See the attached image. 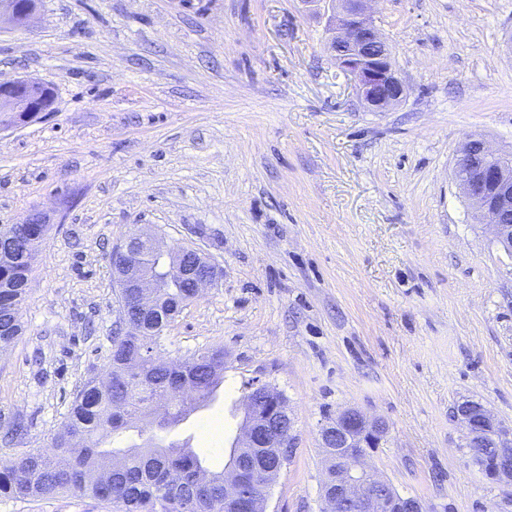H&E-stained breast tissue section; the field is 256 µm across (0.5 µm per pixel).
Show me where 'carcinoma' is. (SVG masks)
<instances>
[{"mask_svg": "<svg viewBox=\"0 0 512 512\" xmlns=\"http://www.w3.org/2000/svg\"><path fill=\"white\" fill-rule=\"evenodd\" d=\"M49 230L47 224H1L4 250L13 254L0 262V353L22 334V307L32 262ZM139 263L156 270L161 278L157 305L143 313L132 312L140 335L135 345L124 346L112 337L109 368L94 386L85 383L53 438V452H31L20 458L0 460V493L18 498L50 497L59 493L89 495L121 512H178L172 501L196 494L195 474L202 471L199 457L183 445L169 444L167 454L155 455L156 444L132 445L125 450L123 469H110L112 451L102 449L104 439L123 432L150 406L159 392L189 385L193 393L174 399L162 425L180 421L195 396L205 397L220 382L215 374L223 366L209 364L215 352L192 357L180 372L169 371L155 358L163 331L192 300L193 285L166 272L164 261L147 244L137 253ZM197 512H224V485L216 482L199 500Z\"/></svg>", "mask_w": 512, "mask_h": 512, "instance_id": "cac0c4a2", "label": "carcinoma"}]
</instances>
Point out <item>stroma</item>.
Returning a JSON list of instances; mask_svg holds the SVG:
<instances>
[{"label": "stroma", "instance_id": "1", "mask_svg": "<svg viewBox=\"0 0 512 512\" xmlns=\"http://www.w3.org/2000/svg\"><path fill=\"white\" fill-rule=\"evenodd\" d=\"M405 100L370 112L300 0H41L0 21V81L53 111L0 129V224L50 229L24 332L0 355V458L48 451L111 360L112 249L148 227L222 271L158 354H224L223 401L161 432L213 471L252 381L282 391L296 445L267 512H320L319 433L345 406L389 426L369 462L430 512H512L472 462L457 403L512 427V254L453 179L467 139L512 148V0H373ZM0 512H109L89 497Z\"/></svg>", "mask_w": 512, "mask_h": 512}]
</instances>
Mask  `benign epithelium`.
I'll return each mask as SVG.
<instances>
[{
  "mask_svg": "<svg viewBox=\"0 0 512 512\" xmlns=\"http://www.w3.org/2000/svg\"><path fill=\"white\" fill-rule=\"evenodd\" d=\"M307 10L326 18L331 33L329 49L336 67L354 82L356 94L371 112H386L407 96V87L395 68L391 50L375 23L373 0H300ZM50 110V96L33 84L15 79L0 82V112L13 113L14 123ZM455 182L476 209L480 222L493 227L498 244L512 254V151L492 148L483 138L469 139L454 168ZM153 242L165 257L170 273L188 277L196 292L218 282V267L185 262L188 249L176 250L144 230L128 234L112 249V270H122L130 287L140 289L139 305L149 309L147 290L158 287L153 274L127 258L143 240ZM240 436L229 451L224 470L240 469L238 448H252L250 470L262 475L282 469L295 447L293 422L279 431L274 422L288 413L284 395L266 383L255 381L242 402ZM453 417L466 429L471 456L485 462L486 475L512 481V430L496 421L474 402H462ZM386 421L368 419L355 407L339 410L320 431L319 446L329 469L322 486L321 512H430L416 496L402 495L381 479L366 463L371 452L383 445Z\"/></svg>",
  "mask_w": 512,
  "mask_h": 512,
  "instance_id": "obj_1",
  "label": "benign epithelium"
}]
</instances>
